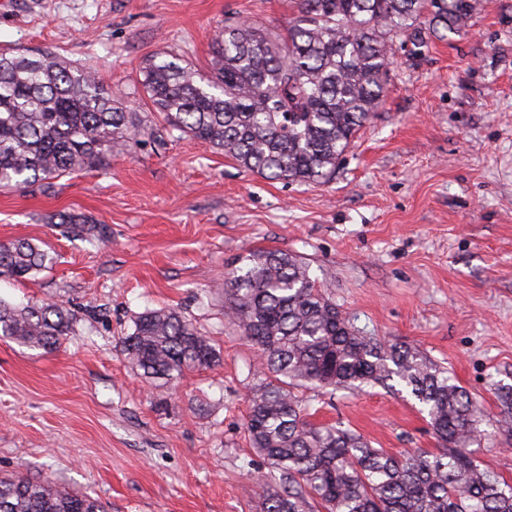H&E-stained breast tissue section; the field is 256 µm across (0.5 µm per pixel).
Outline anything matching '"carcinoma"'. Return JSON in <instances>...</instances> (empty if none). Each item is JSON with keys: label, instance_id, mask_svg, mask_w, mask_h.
<instances>
[{"label": "carcinoma", "instance_id": "1", "mask_svg": "<svg viewBox=\"0 0 512 512\" xmlns=\"http://www.w3.org/2000/svg\"><path fill=\"white\" fill-rule=\"evenodd\" d=\"M286 34L237 21L212 43L206 74L152 57L140 84L165 130L198 140L239 167L288 184L325 182L385 96L395 47L417 58L458 36L477 0H295ZM139 113L97 75L48 53H0V189L105 169L112 150L140 146ZM43 245H0V276L25 279L52 263ZM224 315L258 352L264 379L248 396L246 432L268 472L262 512H512V484L479 457L482 405L417 347L357 327L309 263L255 249L224 275ZM78 315L65 303L0 299V336L54 350ZM147 381L164 385L210 367V338L173 309L147 310L121 339ZM402 386L427 415L436 450L396 455L342 423L309 420L312 399L337 390ZM497 432L512 437V386L495 384ZM0 512H107L50 478L0 476Z\"/></svg>", "mask_w": 512, "mask_h": 512}]
</instances>
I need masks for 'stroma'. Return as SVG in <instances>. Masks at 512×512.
I'll return each instance as SVG.
<instances>
[{"label": "stroma", "mask_w": 512, "mask_h": 512, "mask_svg": "<svg viewBox=\"0 0 512 512\" xmlns=\"http://www.w3.org/2000/svg\"><path fill=\"white\" fill-rule=\"evenodd\" d=\"M292 0H0V52L43 51L98 72L162 127L139 70L179 56L206 70L216 33L287 28ZM87 217L88 241L59 216ZM45 242L54 262L0 278V299L69 301L80 319L46 352L0 337V474L49 477L111 512H260L245 431L256 351L217 293L253 248L303 256L322 289L376 336L418 346L488 417L481 458L512 482L495 382L512 384V0H481L465 35L421 57L396 51L387 94L327 182L245 171L174 133L110 169L0 190V244ZM180 311L219 353L175 385L144 383L120 341L136 315ZM317 423L344 422L400 454L437 446L407 393L323 394Z\"/></svg>", "instance_id": "1"}]
</instances>
